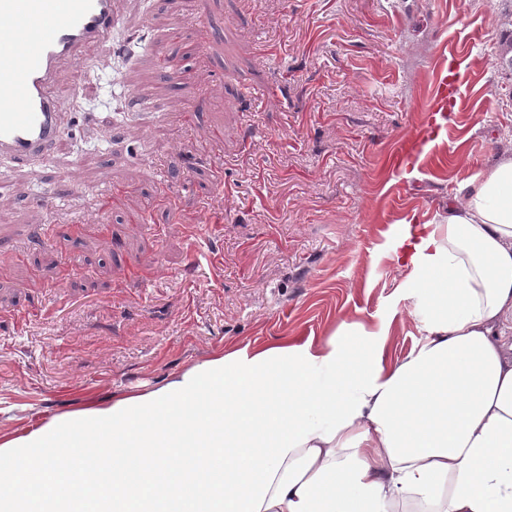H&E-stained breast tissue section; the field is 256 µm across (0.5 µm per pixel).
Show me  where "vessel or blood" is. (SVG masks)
<instances>
[{
	"label": "vessel or blood",
	"mask_w": 512,
	"mask_h": 512,
	"mask_svg": "<svg viewBox=\"0 0 512 512\" xmlns=\"http://www.w3.org/2000/svg\"><path fill=\"white\" fill-rule=\"evenodd\" d=\"M117 0H0V158L45 161L61 142V68L88 65L106 43Z\"/></svg>",
	"instance_id": "obj_1"
}]
</instances>
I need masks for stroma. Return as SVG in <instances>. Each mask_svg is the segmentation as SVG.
<instances>
[{"label":"stroma","mask_w":512,"mask_h":512,"mask_svg":"<svg viewBox=\"0 0 512 512\" xmlns=\"http://www.w3.org/2000/svg\"><path fill=\"white\" fill-rule=\"evenodd\" d=\"M200 8L204 47L188 0H120L113 39L134 55L94 50L89 70L61 71L55 157L0 161V444L228 347L384 320L387 358H402L423 331L398 233L441 220L458 182L512 157V72L498 61L512 0ZM452 53L464 83L433 135ZM133 106L150 124L114 137L113 114ZM411 141L417 155L390 165ZM110 186V214L88 223Z\"/></svg>","instance_id":"stroma-1"}]
</instances>
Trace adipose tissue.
<instances>
[{
  "label": "adipose tissue",
  "mask_w": 512,
  "mask_h": 512,
  "mask_svg": "<svg viewBox=\"0 0 512 512\" xmlns=\"http://www.w3.org/2000/svg\"><path fill=\"white\" fill-rule=\"evenodd\" d=\"M464 202L414 232V310L425 334L395 362L386 324L328 340L230 348L161 388L123 397L71 430H111L99 483L70 497L68 461L0 444L26 512H512V157L458 185Z\"/></svg>",
  "instance_id": "ef3b65f1"
}]
</instances>
